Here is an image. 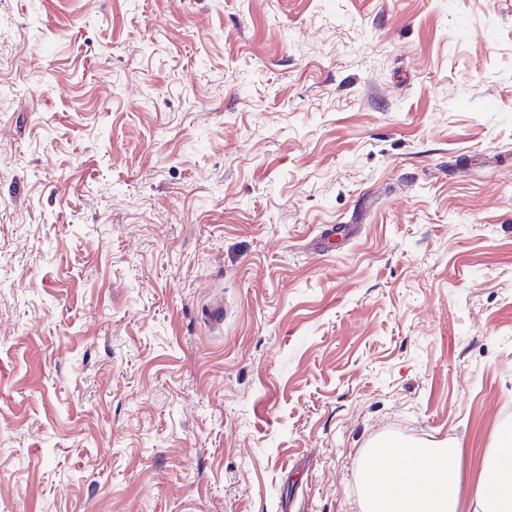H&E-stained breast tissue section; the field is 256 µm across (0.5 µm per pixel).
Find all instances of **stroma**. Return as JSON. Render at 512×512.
I'll return each instance as SVG.
<instances>
[{
    "label": "stroma",
    "mask_w": 512,
    "mask_h": 512,
    "mask_svg": "<svg viewBox=\"0 0 512 512\" xmlns=\"http://www.w3.org/2000/svg\"><path fill=\"white\" fill-rule=\"evenodd\" d=\"M510 422L512 0H0V512H362L379 444L473 512Z\"/></svg>",
    "instance_id": "35a3bbf8"
}]
</instances>
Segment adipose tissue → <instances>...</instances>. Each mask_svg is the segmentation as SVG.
Segmentation results:
<instances>
[{
    "label": "adipose tissue",
    "mask_w": 512,
    "mask_h": 512,
    "mask_svg": "<svg viewBox=\"0 0 512 512\" xmlns=\"http://www.w3.org/2000/svg\"><path fill=\"white\" fill-rule=\"evenodd\" d=\"M457 459L452 447L378 449L362 467L366 512H455ZM474 503V512H512V437L499 439Z\"/></svg>",
    "instance_id": "ef3b65f1"
}]
</instances>
